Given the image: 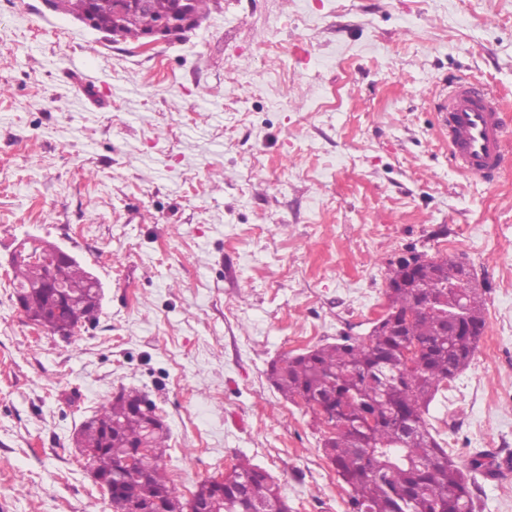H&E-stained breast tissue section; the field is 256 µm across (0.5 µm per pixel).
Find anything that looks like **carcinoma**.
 Here are the masks:
<instances>
[{
	"mask_svg": "<svg viewBox=\"0 0 512 512\" xmlns=\"http://www.w3.org/2000/svg\"><path fill=\"white\" fill-rule=\"evenodd\" d=\"M176 8L177 0H150L120 37L144 40ZM55 10L76 19L92 12L101 25L108 22L98 0H56ZM19 248L22 258L12 270L21 308L51 330L69 327L65 337L77 339L96 322L99 308L89 272L77 262L48 263L40 247L27 242ZM411 265L417 274L406 282ZM463 267L451 257L407 252L390 263L386 311L367 337L342 336L286 354L271 367L284 397L311 409L323 454L344 485L351 512H475V473L486 469L482 455L459 464L425 418L436 393L470 365L484 333L481 288H466L459 297L468 328L458 334L446 335L448 325L434 312L448 290V271ZM381 373L391 377L385 388L377 383ZM146 401L126 389L107 397L79 428L76 444L86 450L92 473L112 482L116 507L145 493L163 512H183L184 495L165 470L168 432L147 417ZM397 418L413 427L409 437L397 433ZM220 492L224 512H250L283 500L271 475L246 459L225 471L222 483L214 476L201 481L193 495L216 498Z\"/></svg>",
	"mask_w": 512,
	"mask_h": 512,
	"instance_id": "1",
	"label": "carcinoma"
}]
</instances>
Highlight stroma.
Here are the masks:
<instances>
[{"label":"stroma","instance_id":"1","mask_svg":"<svg viewBox=\"0 0 512 512\" xmlns=\"http://www.w3.org/2000/svg\"><path fill=\"white\" fill-rule=\"evenodd\" d=\"M455 77L512 105V0H221L149 49L0 0V512H111L73 438L123 387L156 403L183 493L245 457L291 512H348L269 369L368 336L411 250L484 290L427 420L456 461L483 455L475 512H512V166L490 187L449 163ZM24 240L99 280L78 340L19 306Z\"/></svg>","mask_w":512,"mask_h":512}]
</instances>
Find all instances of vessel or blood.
<instances>
[{
    "instance_id": "b4317fda",
    "label": "vessel or blood",
    "mask_w": 512,
    "mask_h": 512,
    "mask_svg": "<svg viewBox=\"0 0 512 512\" xmlns=\"http://www.w3.org/2000/svg\"><path fill=\"white\" fill-rule=\"evenodd\" d=\"M436 112L455 167L485 183H494L508 163L504 145L512 137L502 98L459 78L440 95Z\"/></svg>"
}]
</instances>
